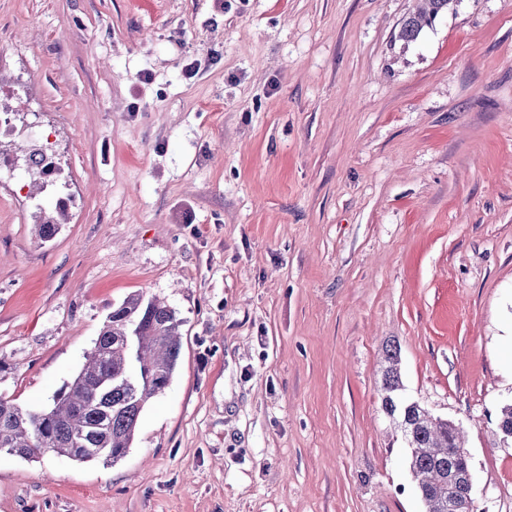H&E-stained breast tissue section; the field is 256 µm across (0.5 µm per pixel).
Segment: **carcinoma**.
Segmentation results:
<instances>
[{"mask_svg":"<svg viewBox=\"0 0 512 512\" xmlns=\"http://www.w3.org/2000/svg\"><path fill=\"white\" fill-rule=\"evenodd\" d=\"M406 17L399 40L409 44L448 11L453 0H421ZM35 199L48 187L52 170L31 159L35 147L23 148ZM66 216L43 215L38 236L52 238ZM181 321L176 312L155 298L135 295L108 314L86 362L41 411L24 410L0 395V450L37 459L47 453L75 462L111 465L123 458L134 438L146 403L169 385L180 356ZM395 345L385 350L380 395L385 413L396 421L410 448L409 469L425 512H453L465 496L469 459L462 448L463 431L447 419L434 418L416 401L402 396L403 385Z\"/></svg>","mask_w":512,"mask_h":512,"instance_id":"cac0c4a2","label":"carcinoma"}]
</instances>
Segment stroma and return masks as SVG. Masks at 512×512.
Wrapping results in <instances>:
<instances>
[{"label":"stroma","instance_id":"35a3bbf8","mask_svg":"<svg viewBox=\"0 0 512 512\" xmlns=\"http://www.w3.org/2000/svg\"><path fill=\"white\" fill-rule=\"evenodd\" d=\"M418 3L0 0V110L60 168L0 164V394L52 406L131 295L181 321L126 456L1 451L0 512H425L389 344L512 512V0L396 41ZM23 151L25 154V164L30 177L29 195L31 198L36 199L38 195L47 190V187L49 186L48 177H50L54 169H48L45 165H42L43 159L35 166L31 163V159L35 153L34 146L27 145L23 148ZM40 210V214H44L40 216V222L37 226L38 236L43 240H48L52 238L59 228V224H61V220L66 216V209L64 205L59 204L58 208H56V215H47L45 210Z\"/></svg>","mask_w":512,"mask_h":512}]
</instances>
